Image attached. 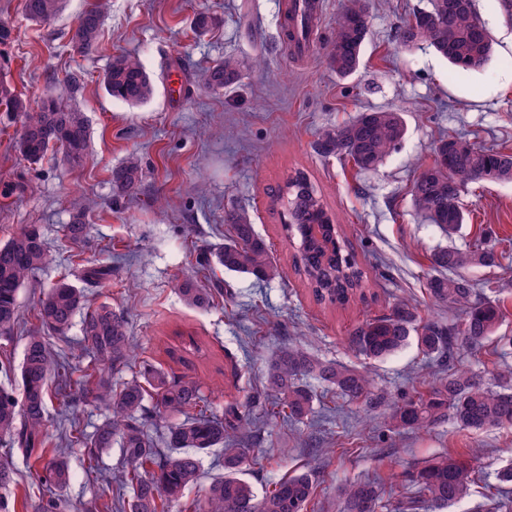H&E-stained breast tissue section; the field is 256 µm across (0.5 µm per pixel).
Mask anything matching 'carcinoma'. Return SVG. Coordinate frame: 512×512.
Wrapping results in <instances>:
<instances>
[{"mask_svg": "<svg viewBox=\"0 0 512 512\" xmlns=\"http://www.w3.org/2000/svg\"><path fill=\"white\" fill-rule=\"evenodd\" d=\"M63 0H24L27 18L43 24L60 11ZM108 9V0H93L72 30L70 43L81 55L98 49ZM367 0H349L337 17L329 67L339 78L353 75L361 63L368 36ZM406 47L426 45L462 71L484 67L492 53V39L474 9L473 0H428L400 29ZM246 63L234 56L213 65L205 85L214 90L241 81ZM103 84L112 98L129 105L147 101L152 94L151 78L135 54L112 57L103 74ZM0 102L24 115L17 148L30 162L39 161L51 148L59 147L65 160L76 164L87 150L88 131L81 113L46 96L36 112L27 111L25 101L0 87ZM405 134V124L396 109L367 110L334 128L319 132L317 153L339 157L360 172L377 170L396 150ZM494 173L498 182H512V152L478 147L460 136L439 140L434 160L414 179L410 192L415 210L444 235L458 233L466 222L460 195L479 176ZM141 159L132 153L111 171L112 192L118 197L133 193L141 181ZM274 202L283 207V231L297 241L293 255L294 273L307 285L318 305L347 309L365 302L369 279L355 255L346 250L345 232L323 201L307 173L289 172L275 189ZM230 235L224 244L207 250L198 264L216 263L259 282L283 278L284 270L271 257L257 233L249 211L240 207L224 210ZM90 225L78 215L66 225V236L74 243L84 241ZM44 239L35 224L25 227L0 246V339L11 337L19 317L18 294L25 281L48 262ZM435 271L428 291L437 304L463 311L458 323L418 318L416 306L396 301L386 312L367 317L352 332L351 343L367 359L382 360L410 342L427 356L451 358L458 349H477L492 339L505 318V311L481 296L477 284L463 274L471 267H495L498 254L480 245L465 249L439 247L430 254ZM188 306H210L219 288H205L193 277L178 284ZM84 291L63 277L49 287L36 307L40 329L26 337L20 365L22 397L0 388V437H8L14 448L30 450L44 443L48 383L56 378L65 393L78 385L85 395L107 402L110 415L88 434L73 418L65 427L66 447L85 448L95 458L119 440L125 468L117 479L128 493V512H172L188 486L197 482L198 454L219 448L224 455V476L215 479L203 498L182 512H306L315 495L311 474H289L257 495L240 477L248 457L253 421L246 410L229 405L221 415L210 405L193 378L175 376L148 366L139 374L112 386V375L132 366L134 348L123 316L106 305L86 307ZM83 315L81 349L89 364L73 367L65 355L55 358L48 336L66 338L76 315ZM335 391L370 409L387 407L388 424L394 431H420L452 419L462 431L512 426V367L503 366L498 382L485 388L479 380L462 372H451L436 385L392 398L379 392L366 370L321 360L295 342L281 344L270 356L263 396L270 412L290 423H301L312 412L314 387L310 381ZM154 401L153 413L171 420L157 446L146 426V399ZM474 457L444 454L413 472L410 500L398 503L393 512H441L470 495ZM42 481L63 488L70 481L66 461L54 456L42 468ZM512 485V462L500 467L495 483L487 485L493 497ZM16 485L11 466L0 460V499ZM381 479L366 477L341 489L343 512H376L382 500Z\"/></svg>", "mask_w": 512, "mask_h": 512, "instance_id": "obj_1", "label": "carcinoma"}]
</instances>
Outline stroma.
Instances as JSON below:
<instances>
[{
  "label": "stroma",
  "instance_id": "1",
  "mask_svg": "<svg viewBox=\"0 0 512 512\" xmlns=\"http://www.w3.org/2000/svg\"><path fill=\"white\" fill-rule=\"evenodd\" d=\"M324 2L322 34L308 57L296 58L281 39L287 0H110L98 49L88 56L70 45L72 26L88 0H65L47 25L29 21L22 0H0V21L12 28L10 41L0 45V82L31 109L46 91L60 92L66 105L83 113L89 135L80 165L66 163L58 150L31 164L16 144L22 114L0 110V245L35 224L49 254L48 264L19 291L20 322L11 339L0 341V362L19 366L25 338L38 327L35 306L57 279L108 265L107 279L86 284L87 303L109 305L124 316L137 346L133 371L163 362L169 372L199 380L219 413L230 402L248 403L260 435L244 473L256 493L287 474L307 471L318 486L315 512H338V489L346 483L377 473L407 496L409 472L435 456L475 449L471 495L447 510L472 512L484 500L486 483L512 459V428L461 431L448 420L424 431L392 432L386 411L364 412L321 388L313 402L315 423L290 425L268 413L257 395L270 352L291 339L302 340L321 359L366 368L377 387L394 396L411 391L423 364L425 383L460 370L487 386L501 365H512V183L475 185L462 194L469 219L451 239L424 221L410 196L419 166L431 163L442 135L512 150V20L492 0H475L494 53L482 70L456 71L432 50L399 40L401 26L426 0H372L361 66L342 79L329 70L327 54L345 0ZM202 11L217 23L198 33L193 19ZM119 53L137 54L151 76L153 93L142 105L115 100L104 87L103 74ZM228 55L246 62L241 81L207 89L205 71ZM369 109L402 110L406 123L397 151L377 171L360 173L315 153L323 128ZM132 152L142 160V181L134 194L114 199L110 171ZM294 168L308 172L343 225L346 243L370 280L365 303L322 308L290 273L294 250L270 195ZM231 205L249 210L277 263L288 269L286 280L257 283L198 265L200 251L223 243L224 211ZM80 209L90 233L76 245L65 238L64 227ZM477 239L501 255L499 267L467 271L486 296L505 304L498 339L443 363L426 362L413 344L381 361L356 352L350 343L356 325L399 299L412 301L422 319L458 320L460 311L434 306L429 298V255ZM188 276L221 284L223 295L207 308H189L177 290ZM184 335L193 336L197 348L187 351L186 363L167 360L165 347ZM106 414L100 402L53 390L46 430L56 439L66 418L94 426ZM62 454L71 470L62 491L67 512H76V505L98 493L101 477H115L122 467L116 445L102 452L97 478L87 470L84 449ZM0 458L11 463L18 480L8 498L10 512H34L33 503L47 493L37 454L1 440Z\"/></svg>",
  "mask_w": 512,
  "mask_h": 512
}]
</instances>
